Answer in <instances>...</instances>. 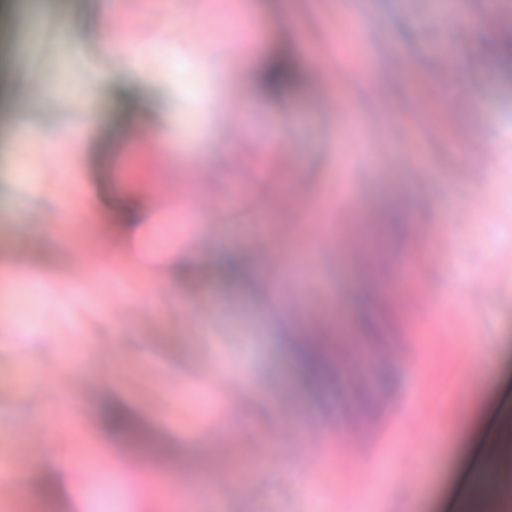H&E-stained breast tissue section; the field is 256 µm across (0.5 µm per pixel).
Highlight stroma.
Returning a JSON list of instances; mask_svg holds the SVG:
<instances>
[{"instance_id": "35a3bbf8", "label": "stroma", "mask_w": 512, "mask_h": 512, "mask_svg": "<svg viewBox=\"0 0 512 512\" xmlns=\"http://www.w3.org/2000/svg\"><path fill=\"white\" fill-rule=\"evenodd\" d=\"M43 2L26 51L0 53V264L23 272L0 288L17 328L0 336V459L33 512H66L34 471L69 438L112 451L70 476L84 512H446L467 495L460 472L484 466L512 404V79L489 63L500 30L475 24L485 0H198L181 18L172 0H122L103 26L80 0ZM277 54L299 80L272 94L258 78ZM92 69L112 80L83 117ZM191 89L252 107L199 113ZM79 118L83 152L56 150ZM138 131L192 152L141 157ZM76 186L93 219L61 225L63 246L32 217ZM128 199L154 217L134 256ZM345 238L358 248L337 252ZM91 241L105 276L82 274ZM218 252L257 288L216 272ZM314 311L355 388L305 383L291 339ZM108 398L127 423L106 438Z\"/></svg>"}]
</instances>
